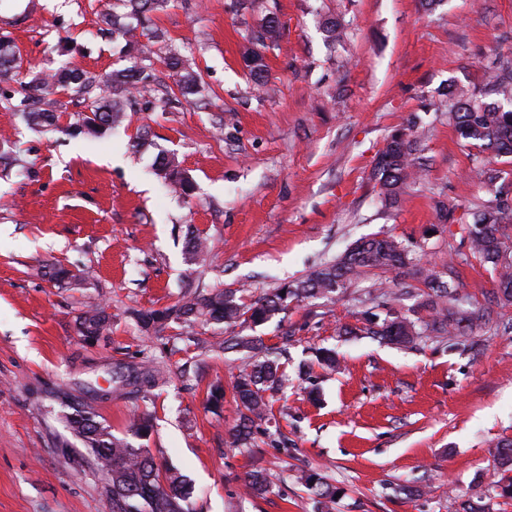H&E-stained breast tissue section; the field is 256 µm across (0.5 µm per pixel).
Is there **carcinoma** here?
I'll return each mask as SVG.
<instances>
[{"instance_id": "carcinoma-1", "label": "carcinoma", "mask_w": 512, "mask_h": 512, "mask_svg": "<svg viewBox=\"0 0 512 512\" xmlns=\"http://www.w3.org/2000/svg\"><path fill=\"white\" fill-rule=\"evenodd\" d=\"M129 8L126 17L108 13L104 23L124 41L121 52L134 65L115 69L103 82L107 92L96 91V81L77 67H65L49 78H38L4 93L7 110L17 112L34 130L46 131L59 125V114L53 109L33 107L35 93L56 87L71 90L83 97L84 113L66 128L71 135L96 136L119 125L125 118L133 92L151 82L152 74L141 65V38H164L159 29L152 28V14L168 7L169 0H123ZM326 41L342 43L346 28L334 19L323 24ZM282 38L278 18L266 14L250 33L252 44L276 46ZM245 68L256 86L268 81V66L256 48L243 56ZM164 65L174 77L184 99L202 94L198 73L187 57L171 48ZM20 68L16 45L6 35L0 36V76ZM494 95L493 102L484 101ZM436 111L448 113V121L465 143L481 153L491 152L494 158L484 159L476 166L480 182L492 193V198L474 217L469 234L472 255L492 268L495 275L494 298L501 306L512 305V253L506 252L503 237L506 225L512 223V198L501 183L502 171L495 159L512 156V60L506 59L489 68L485 88L468 89L452 86L436 103ZM419 126L411 122L394 130L385 148L377 155L371 171L377 196L386 207H393L407 189L416 185L423 171L420 153ZM156 174L164 176L172 191L189 196L194 185L180 169L175 157L159 154L153 162ZM185 262L199 265L209 252L206 236L192 228L185 234ZM42 275L59 288L72 284L70 270L54 263L42 269ZM373 277L377 287L369 292V307L362 312V326L345 328L344 335L371 336L391 345L407 347L420 341L448 340L458 345L474 330L489 320L488 312L467 301L458 289L448 285L435 266L423 260V255L404 246L390 235H375L355 241L343 254L324 262L304 276L284 282L268 294L249 302L241 288H213L205 294L188 292L172 306L138 310L133 316L145 331L162 329L176 324H222L235 331L231 347L243 353L232 391L238 407V417L229 430L235 448H250L254 429L272 424L274 414L267 392L279 388L285 380L280 355L285 349L265 343L263 337L245 333L288 311L293 303L308 299L332 300L346 285L356 279ZM410 277L417 287L396 288L399 281ZM412 297L415 303L407 312L397 305ZM112 314L103 305L88 306L77 319L81 336H101L110 329ZM315 362L321 368L334 371L339 367L336 350L317 348ZM166 384L165 372L156 366L142 365L112 371V388L130 394L148 393ZM67 426L90 455L97 468L112 477V512H191L190 492L184 476L176 470L158 468L149 451L136 447L130 439L148 436L153 429L152 418L139 414L130 422L123 437L114 435L109 427L96 420L92 413L81 412L66 417ZM495 487L500 495L512 498V441H504L495 451ZM300 480L307 490L325 507L336 500L340 489L317 473L302 472ZM245 487L252 495L267 492L269 479L266 470L248 473Z\"/></svg>"}]
</instances>
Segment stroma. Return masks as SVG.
<instances>
[{
    "label": "stroma",
    "instance_id": "stroma-1",
    "mask_svg": "<svg viewBox=\"0 0 512 512\" xmlns=\"http://www.w3.org/2000/svg\"><path fill=\"white\" fill-rule=\"evenodd\" d=\"M27 1L0 0V33H11L21 58L17 80L65 64L100 80L126 66L101 22L117 0H31L37 13L26 25L6 24ZM269 12L284 36L264 51L269 84L259 92L241 55L248 30ZM328 16L347 26L343 45H326L319 23ZM154 21L166 34L147 45L159 81L122 126L98 138L66 135L84 106L60 89L34 98L60 113L58 131L29 129L0 108V135L11 138L0 153L21 155L0 170V512H112L110 482L67 427L78 410L118 436L133 414L151 412L142 445L188 477L194 512H319L295 480L300 468L341 488L334 512H448L451 499L476 496L489 512H512V499L491 485L492 450L512 439V333L482 327L464 346L416 348L340 335L362 311L370 278L334 302L290 306L258 329L272 346L295 333L288 379L272 397L278 432H258L244 453L228 435L239 354L218 349L223 326L147 334L126 315L173 305L188 286L255 298L388 232L437 266L453 265L461 294L493 321L512 322L470 251L468 228L488 200L471 173L474 150L433 108L443 88L483 87L496 57L512 58V0H443L431 11L419 0H170ZM171 46L195 60L204 97L168 99ZM146 99L152 110H143ZM415 114L426 170L386 209L370 178L374 160ZM143 128L146 145L131 149ZM161 152L176 155L192 196L167 192L152 169ZM439 201L456 206L457 222L438 223ZM189 226L210 241L200 266L184 261ZM57 261L76 274L70 287L42 277V265ZM91 302L114 316L111 333L93 344L76 328ZM322 346L336 348L339 373L299 377ZM145 360L167 377L153 400L103 396L116 364ZM217 384L225 392L215 411L208 399ZM260 467L271 489L248 496L245 478ZM403 485L417 494L400 493Z\"/></svg>",
    "mask_w": 512,
    "mask_h": 512
}]
</instances>
